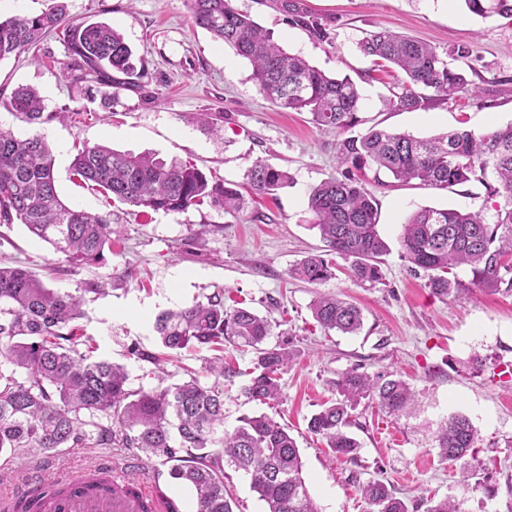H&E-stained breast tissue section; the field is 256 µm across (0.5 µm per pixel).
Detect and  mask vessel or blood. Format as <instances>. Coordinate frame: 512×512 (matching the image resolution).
<instances>
[{"label": "vessel or blood", "instance_id": "vessel-or-blood-1", "mask_svg": "<svg viewBox=\"0 0 512 512\" xmlns=\"http://www.w3.org/2000/svg\"><path fill=\"white\" fill-rule=\"evenodd\" d=\"M173 503L137 465L102 459L75 470H27L0 488V512H172Z\"/></svg>", "mask_w": 512, "mask_h": 512}]
</instances>
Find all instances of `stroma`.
I'll list each match as a JSON object with an SVG mask.
<instances>
[{
	"label": "stroma",
	"instance_id": "stroma-1",
	"mask_svg": "<svg viewBox=\"0 0 512 512\" xmlns=\"http://www.w3.org/2000/svg\"><path fill=\"white\" fill-rule=\"evenodd\" d=\"M297 8L330 30L318 41L291 23L285 0H231L290 53L360 87L361 129L430 136L458 126L485 132L512 122V18H482L462 0H295ZM76 21H101L119 30L144 61L136 86L112 91L76 87L64 75L69 61L59 34L52 33L19 56L0 61V127L15 136L45 137L55 157L57 191L67 205L111 213L124 235L105 252L102 264L74 266L23 224H0V262L21 265L48 287L83 298L78 325L94 355L123 365L129 386L145 392L181 383L189 372L205 373L208 350L183 349L154 362L162 348L156 316L223 292L225 305L240 302L259 315L283 322L290 359L281 373L282 403L273 409L247 400L242 387L252 366L251 349L225 345L224 426L243 416L269 413L296 440L303 477L320 512H367L359 486L386 479L399 497L417 503L453 497L462 512H512V292H466L457 300L431 294L421 276L410 275L399 256L398 238L408 214L423 207L483 211L493 215L502 197L479 182L445 190L390 176L370 182L379 203L382 237L390 252L381 283L361 287L338 269L334 279L311 285L292 279L289 268L324 244L312 227L310 189L340 172L334 134L321 131L306 112H290L264 99L250 78L252 68L230 46L194 26L186 0H66ZM386 28L426 41L439 51L459 43L471 50V78L479 100L455 98L413 111L383 106L396 79L374 70L357 50L366 33ZM20 85L38 90L47 115L28 123L5 103ZM217 115L218 131L198 121ZM102 144L120 152H150L164 160L195 165L207 176L244 182L259 159L282 168L293 183L231 215L209 204L182 212H154L104 197L80 186L71 163L82 146ZM356 303L364 314L360 333L324 332L309 305L317 293ZM366 372L394 371L416 393V409L394 418L362 404L351 431L361 444L357 461L336 458L307 430L308 419L334 393L331 382L353 365ZM460 413L478 428L479 452L472 479L492 494L469 493L458 465L436 450L438 428ZM108 458L138 460L142 472L173 497L182 512H194L191 490L171 479L170 465L146 458L138 448H65L54 457L63 467Z\"/></svg>",
	"mask_w": 512,
	"mask_h": 512
}]
</instances>
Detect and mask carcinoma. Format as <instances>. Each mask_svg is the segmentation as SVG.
I'll return each instance as SVG.
<instances>
[{"label":"carcinoma","mask_w":512,"mask_h":512,"mask_svg":"<svg viewBox=\"0 0 512 512\" xmlns=\"http://www.w3.org/2000/svg\"><path fill=\"white\" fill-rule=\"evenodd\" d=\"M480 16H512V0H462ZM192 23L215 40L230 45L252 67L251 79L263 98L295 112H308L322 130L336 132L340 163L350 166L313 186L308 209L325 251L349 262L350 278L359 285L382 279V257L390 247L379 232V210L367 188L365 171L389 172L399 182L417 180L448 189L473 180L491 195L505 198L494 220L480 212L420 208L403 224L400 257L409 272L424 274L425 287L439 298L458 299L472 286L488 293L512 292V123L489 132L456 130L429 138L371 127L352 133L359 123L362 95L348 76L329 74L297 55L286 53L230 0H188ZM293 23L318 40L328 38L318 20L293 13ZM61 30L73 59V81L122 88L128 81L115 74H136L134 52L123 35L101 22L75 23L62 0H50L34 16L0 20V61L17 56L50 31ZM360 52L378 70L404 74L398 91L384 106L416 111L431 102L478 97L469 79L464 47L446 52L426 42L387 29L366 34ZM8 107L31 123L42 121L43 101L30 86H18ZM84 183L121 202L152 211L180 212L209 202L239 214L247 202L236 185L212 183L192 165L155 155L123 153L105 145L87 146L73 161ZM256 196L270 195L292 182L289 173L258 160L247 174ZM24 224L28 232L50 244L74 265L104 260L112 236L122 225L109 214H91L62 202L56 189L54 156L39 136L17 138L0 128V224ZM470 275L468 283L456 269ZM292 277L320 285L335 277V267L322 254H309L290 269ZM82 299L46 287L21 266H0V453L45 454L59 448H140L173 466L170 477L190 488L195 512H234L232 494L224 486V466L250 476L251 488L264 502V512H319L302 476L296 440L266 414L244 416L224 430V387L192 376L179 384L150 392L134 391L124 367L94 361L81 351L69 324L80 318ZM315 321L326 331L357 334L363 325L359 307L334 294L319 293L310 303ZM271 321L254 311L224 306L214 295L176 311L157 315L154 331L163 348L218 351L224 342L254 351L252 377L244 394L262 404L283 397L281 371L290 352L265 346ZM336 398L307 422L331 453L350 462L361 444L349 431L354 411L364 399L376 401L398 417L415 406L410 384L393 373L369 374L353 365L332 381ZM479 431L464 415L448 417L436 436L440 456L461 468L463 488H470V458ZM223 449V454L209 452ZM369 512H414L391 484L369 479L360 485Z\"/></svg>","instance_id":"cac0c4a2"}]
</instances>
